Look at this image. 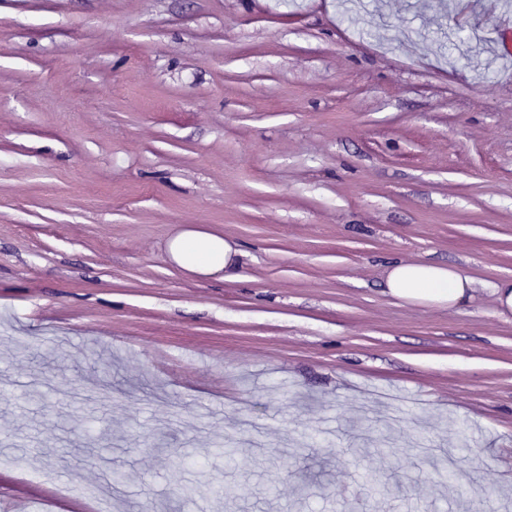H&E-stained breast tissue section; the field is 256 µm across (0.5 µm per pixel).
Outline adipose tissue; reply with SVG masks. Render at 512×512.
Here are the masks:
<instances>
[{"mask_svg":"<svg viewBox=\"0 0 512 512\" xmlns=\"http://www.w3.org/2000/svg\"><path fill=\"white\" fill-rule=\"evenodd\" d=\"M173 262L202 275H238L243 253L223 238L198 231H187L168 245ZM386 284L391 294L416 301L459 305L474 299L473 281L457 270L419 262H400L387 270Z\"/></svg>","mask_w":512,"mask_h":512,"instance_id":"ef3b65f1","label":"adipose tissue"}]
</instances>
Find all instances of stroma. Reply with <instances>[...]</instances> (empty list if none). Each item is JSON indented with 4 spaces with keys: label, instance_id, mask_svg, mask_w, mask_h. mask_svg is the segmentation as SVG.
<instances>
[{
    "label": "stroma",
    "instance_id": "35a3bbf8",
    "mask_svg": "<svg viewBox=\"0 0 512 512\" xmlns=\"http://www.w3.org/2000/svg\"><path fill=\"white\" fill-rule=\"evenodd\" d=\"M508 26L0 0V512H512ZM188 229L238 277L175 264ZM398 262L476 296H393ZM170 258L177 265L194 273H224V279L238 276L243 253L223 238L198 231H187L168 245Z\"/></svg>",
    "mask_w": 512,
    "mask_h": 512
}]
</instances>
